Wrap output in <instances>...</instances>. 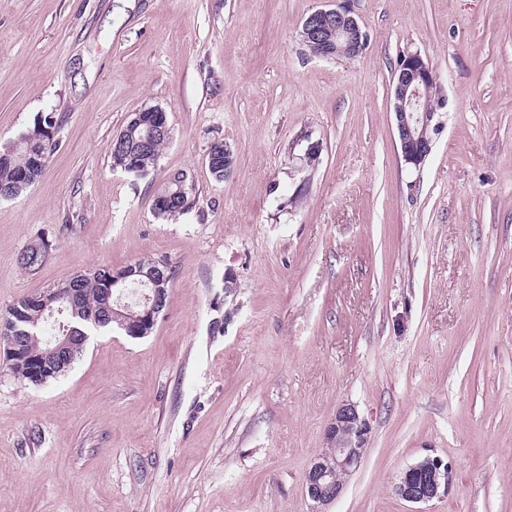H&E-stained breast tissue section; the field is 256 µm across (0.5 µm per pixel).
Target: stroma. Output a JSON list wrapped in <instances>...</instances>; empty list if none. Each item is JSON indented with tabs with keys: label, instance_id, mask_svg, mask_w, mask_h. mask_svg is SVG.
<instances>
[{
	"label": "stroma",
	"instance_id": "stroma-1",
	"mask_svg": "<svg viewBox=\"0 0 512 512\" xmlns=\"http://www.w3.org/2000/svg\"><path fill=\"white\" fill-rule=\"evenodd\" d=\"M321 4L0 0V142L46 115L59 142L0 199V312L143 257L172 272L150 336H89L40 386L0 368V512H512V0H351L369 45L334 59L299 38ZM415 51L443 99L418 168L391 101ZM150 106L172 137L136 178L110 145ZM175 171L197 204L165 220ZM344 403L369 441L320 507L305 476ZM427 457L448 490L419 507L396 486ZM51 245L44 240L27 247L19 257V262L26 269H34L40 266L46 259Z\"/></svg>",
	"mask_w": 512,
	"mask_h": 512
}]
</instances>
